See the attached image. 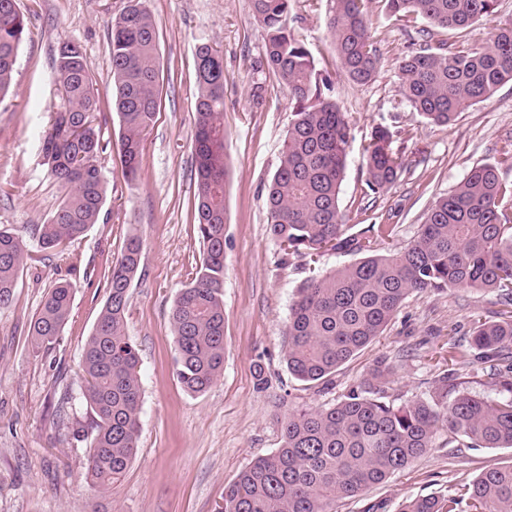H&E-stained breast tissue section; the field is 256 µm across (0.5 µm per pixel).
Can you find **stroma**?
I'll use <instances>...</instances> for the list:
<instances>
[{
	"label": "stroma",
	"mask_w": 512,
	"mask_h": 512,
	"mask_svg": "<svg viewBox=\"0 0 512 512\" xmlns=\"http://www.w3.org/2000/svg\"><path fill=\"white\" fill-rule=\"evenodd\" d=\"M159 30L162 103L146 136L141 178L128 184L118 151L119 121L112 110L109 32L127 0H19L28 20L18 50L14 84L0 102V227L28 235L60 203L63 190L43 165L38 134L46 128L58 90L50 79L58 46H81L98 89L99 121L107 145L98 165L107 182L103 221L64 253L30 262L10 306L0 308V512H220L224 488L255 458L281 445L289 412L332 404L356 388L380 361L394 370L386 391L403 402L427 397L443 371L462 388H483L452 360L449 335L468 340L475 319H493L494 293L451 288L413 294L386 331L339 367L335 385L320 390L294 379L284 355L289 307L310 267L321 271L354 262L328 251L317 263L301 257L278 263L279 247L267 229V185L276 170L295 99L268 68L265 29L251 0H142ZM330 0H292L290 27L326 77L329 95L349 124V147L339 205L352 233L387 224L389 248L407 244L434 201L481 164L495 162L512 140V80L447 125L413 112L399 92L398 65L408 51L447 41L485 47L501 24L512 21V0H498L490 17L468 30L438 29L423 19L388 13L369 0L367 23L376 51L371 80L353 81L342 69L328 31ZM207 43L224 61V370L205 393L191 394L176 375L169 317L179 289L188 285L202 254L193 225L196 188L195 52ZM391 131L402 161L396 181L373 193L365 186L363 154L375 131ZM142 241L139 273L130 288L126 332L139 357L141 431L135 460L124 478L100 494L86 478L88 441L73 439L89 424L82 398V348L106 299L104 273L128 235ZM76 284L73 314L56 344L33 352L31 318L52 285ZM269 384L257 389L256 365ZM68 398L67 421L56 411ZM512 462V449L452 448L440 434L433 448L362 501L337 512H362L382 502L397 512L410 498L447 493L493 466Z\"/></svg>",
	"instance_id": "35a3bbf8"
}]
</instances>
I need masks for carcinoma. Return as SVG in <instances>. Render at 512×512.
<instances>
[{
    "mask_svg": "<svg viewBox=\"0 0 512 512\" xmlns=\"http://www.w3.org/2000/svg\"><path fill=\"white\" fill-rule=\"evenodd\" d=\"M394 16L415 15L433 27L466 30L492 15L497 0H384ZM291 0H252L253 16L267 31L268 67L291 88V113L280 163L268 185V234L280 262L328 250L362 255L355 263L307 277L289 309L286 363L298 380L326 385L336 370L382 335L412 293L471 288L494 293L502 306L493 321H474L463 349L448 328L452 358L482 377L498 394L480 397L459 389L453 374L437 375L427 398L387 400L388 363L334 403L288 413L282 444L242 469L224 488L221 512H336V504L362 496L406 469L433 447L441 431L448 443L512 449V141L493 164L479 165L431 206L416 236L385 254L374 236L349 233L339 206L349 143L344 113L322 89L315 59L288 27ZM365 0H331L328 28L345 72L356 82L375 73ZM27 21L18 0H0V99L12 84ZM112 105L120 125L123 174L140 176L145 135L161 103L158 29L141 0H129L112 20ZM194 225L203 245L195 276L175 297L170 331L177 378L185 391H207L224 368V64L209 44L196 50ZM54 83L62 103L51 112L40 151L64 197L33 235L43 251H57L99 223L106 182L96 164L106 149L95 124L98 94L80 46L67 42L55 55ZM512 80V22L495 29L482 49L421 47L399 64V92L425 119L446 125ZM379 129L365 148V184L376 193L397 178L402 162ZM141 240L128 236L106 276L107 296L81 354L82 391L89 427L73 430L89 440L87 479L100 492L119 482L137 454L142 387L138 354L126 334L129 290L141 261ZM32 258L26 240L0 229V307L13 301L18 279ZM75 283L57 282L30 321L36 352L51 348L72 314ZM398 512H512V463L482 472L443 497L422 496Z\"/></svg>",
    "mask_w": 512,
    "mask_h": 512,
    "instance_id": "cac0c4a2",
    "label": "carcinoma"
}]
</instances>
